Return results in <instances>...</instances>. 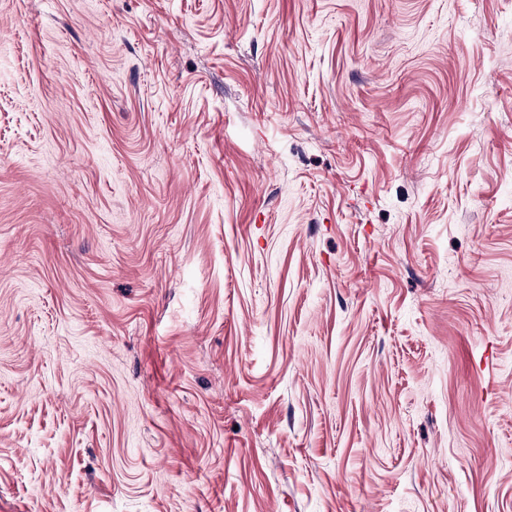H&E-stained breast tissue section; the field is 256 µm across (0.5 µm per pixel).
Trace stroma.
I'll return each mask as SVG.
<instances>
[{"label":"stroma","mask_w":512,"mask_h":512,"mask_svg":"<svg viewBox=\"0 0 512 512\" xmlns=\"http://www.w3.org/2000/svg\"><path fill=\"white\" fill-rule=\"evenodd\" d=\"M0 512H512V0H0Z\"/></svg>","instance_id":"obj_1"}]
</instances>
